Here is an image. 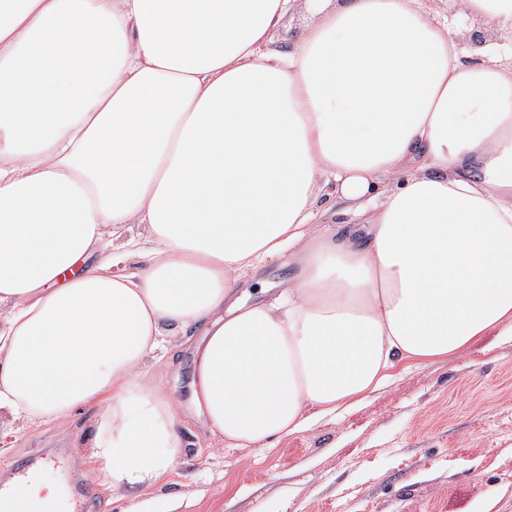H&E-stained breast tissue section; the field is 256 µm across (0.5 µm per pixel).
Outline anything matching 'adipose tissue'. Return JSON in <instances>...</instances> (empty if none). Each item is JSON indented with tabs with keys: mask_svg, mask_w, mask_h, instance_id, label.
<instances>
[{
	"mask_svg": "<svg viewBox=\"0 0 512 512\" xmlns=\"http://www.w3.org/2000/svg\"><path fill=\"white\" fill-rule=\"evenodd\" d=\"M453 2L498 35L478 59L422 0H0V414L98 407L97 475L148 490L183 416L262 448L512 331V0ZM197 326L185 410L146 361ZM303 20L304 18L301 11L286 20L285 25L280 29L277 35V42L282 50L290 51L295 48L297 34ZM294 272V266L288 262V256L268 261L255 275L257 279L265 282L270 293L282 288V282Z\"/></svg>",
	"mask_w": 512,
	"mask_h": 512,
	"instance_id": "1",
	"label": "adipose tissue"
}]
</instances>
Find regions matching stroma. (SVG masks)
I'll use <instances>...</instances> for the list:
<instances>
[{
	"label": "stroma",
	"mask_w": 512,
	"mask_h": 512,
	"mask_svg": "<svg viewBox=\"0 0 512 512\" xmlns=\"http://www.w3.org/2000/svg\"><path fill=\"white\" fill-rule=\"evenodd\" d=\"M196 331L174 337L181 364L163 392L189 402ZM94 409L65 424L0 417V477L36 457L66 498L97 496L98 512L145 497L177 512H512V336H483L429 365L399 364L361 404L313 419L302 433L252 451L228 448L187 422L174 469L148 493L115 490L95 472Z\"/></svg>",
	"instance_id": "stroma-1"
}]
</instances>
